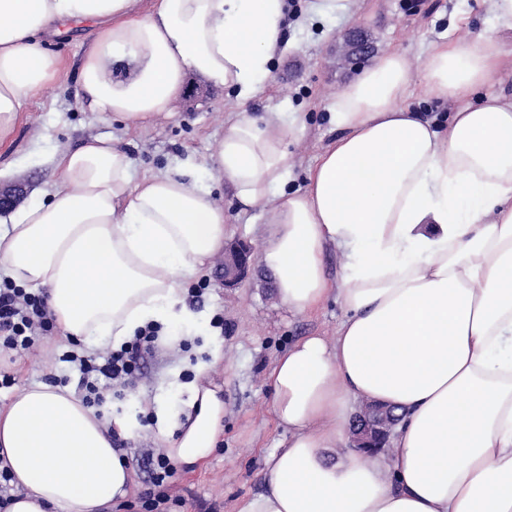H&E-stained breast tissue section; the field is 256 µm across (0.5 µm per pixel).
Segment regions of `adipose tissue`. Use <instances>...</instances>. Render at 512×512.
<instances>
[{"label": "adipose tissue", "mask_w": 512, "mask_h": 512, "mask_svg": "<svg viewBox=\"0 0 512 512\" xmlns=\"http://www.w3.org/2000/svg\"><path fill=\"white\" fill-rule=\"evenodd\" d=\"M482 31L458 16L412 71L390 52L332 106L337 135L288 183L287 144L304 130L291 112L242 111L214 157L135 176L113 137L48 155L60 183L0 219V276L42 289L63 340L120 347L147 323L192 333L182 296L224 248L227 217L209 169L243 210L270 206L261 264L297 314L337 296L334 342L318 335L274 364L272 410L288 431L259 493L237 512H512V95L494 89L512 0H493ZM87 22L80 71L89 111L136 124L170 113L189 74L259 97L284 47L286 0H0V145L28 101L57 82L59 59L38 37ZM131 55L132 78L107 74ZM453 101L447 121L406 102L413 82ZM346 263L330 276L324 255ZM224 358L213 346L191 382L173 368L139 412L153 415L170 460L196 467L224 422ZM185 390L181 416L168 396ZM391 407L400 422L384 453L346 447L351 402ZM137 414L98 416L67 389L39 383L0 407V451L16 492L7 512H100L132 472L112 446Z\"/></svg>", "instance_id": "obj_1"}]
</instances>
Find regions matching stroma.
I'll return each instance as SVG.
<instances>
[{"instance_id":"obj_1","label":"stroma","mask_w":512,"mask_h":512,"mask_svg":"<svg viewBox=\"0 0 512 512\" xmlns=\"http://www.w3.org/2000/svg\"><path fill=\"white\" fill-rule=\"evenodd\" d=\"M289 2L297 12L296 21L288 25L289 47L272 64L273 81L248 108L256 113L299 114L304 131L289 146L291 185L295 188L303 185L307 169L336 136L328 115L336 95L363 69L362 64L342 60L341 42L346 32L365 28L376 55L403 53L416 69L447 33L452 15L467 13L470 28L476 32L493 21L491 0H347L345 11L330 15L313 12L316 0ZM88 34V25L73 23L66 34L45 42L48 53L63 59V76L28 102L13 135L12 152L0 156L7 161L19 156L12 179L24 184L26 200H33L36 189L56 185L50 169L42 163L45 154L75 148L92 136L110 135L129 150L137 174L165 171L188 157L201 160L215 155L225 124L240 110L235 92L192 74L186 81L187 94L175 101L170 114L142 125L102 119L78 103ZM214 195L227 216L226 242L241 241L260 248L266 232L265 214L258 209H238L226 186L215 185ZM203 284L201 298L187 299L186 304L224 320V360L212 372L224 387V432L207 465L193 471L177 470L170 494L179 503L171 512H201L205 505L213 512H235L241 498L260 491L270 453L288 437L272 413L267 376L277 358L300 337L315 334L333 340L344 317L333 298L309 315L288 311L276 295L272 273L265 269L230 289L219 285L212 275L205 277ZM208 346L209 338L202 332L189 337L187 347H169L144 357L143 374L135 389L120 397L107 393V406L127 409L143 396L154 394L160 376L172 365H181L187 373L193 371L196 360L207 357ZM68 348L54 333L17 355L14 362L1 365L14 376L15 383L0 389V406L30 384L69 375L68 365L57 360Z\"/></svg>"}]
</instances>
